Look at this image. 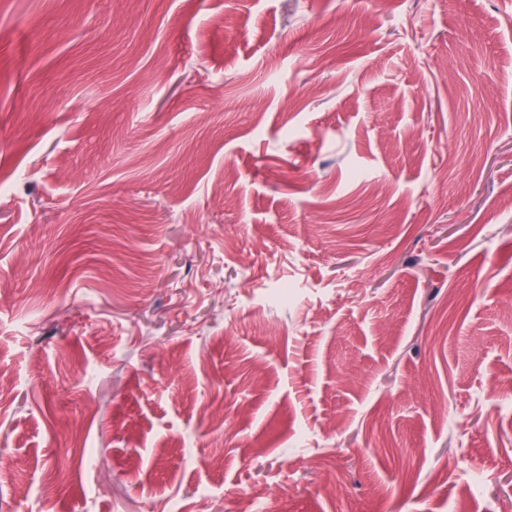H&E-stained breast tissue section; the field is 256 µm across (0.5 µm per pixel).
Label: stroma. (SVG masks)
<instances>
[{"mask_svg":"<svg viewBox=\"0 0 512 512\" xmlns=\"http://www.w3.org/2000/svg\"><path fill=\"white\" fill-rule=\"evenodd\" d=\"M0 457V512H512V0H0Z\"/></svg>","mask_w":512,"mask_h":512,"instance_id":"obj_1","label":"stroma"}]
</instances>
